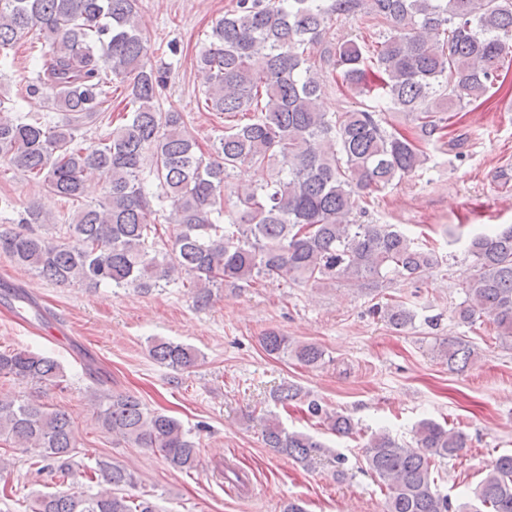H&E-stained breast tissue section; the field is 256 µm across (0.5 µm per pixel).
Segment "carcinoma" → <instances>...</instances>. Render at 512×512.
Wrapping results in <instances>:
<instances>
[{"label":"carcinoma","mask_w":512,"mask_h":512,"mask_svg":"<svg viewBox=\"0 0 512 512\" xmlns=\"http://www.w3.org/2000/svg\"><path fill=\"white\" fill-rule=\"evenodd\" d=\"M371 14L387 29L374 45L354 40L324 44L327 25ZM35 32L48 51L35 58L26 93L53 95L58 120L18 111L0 98V158L72 204L69 241L54 240L53 216L31 203L11 224H0V251L37 276L86 288L102 285L149 292L190 289L199 307L223 284L259 281L297 284L345 281L376 288L392 277L420 281L436 266V251L394 224H360L369 197L394 181L428 170L427 144L448 127L443 112L485 98L512 55V0H235L215 21L192 61L208 110L224 116V130L205 152L184 113L161 111L162 76L141 37L137 0H0V67L10 50ZM332 67L336 81L358 95L380 91L372 105L349 112L321 107ZM126 86L119 124L90 141L84 123L104 111L112 84ZM418 121L419 137L388 130L385 113ZM244 166L266 168L259 184L236 182ZM102 196L84 202L87 181ZM236 197L224 208V194ZM174 225L163 238L162 225ZM467 252L472 273L455 312L470 328L486 319L512 342V225L474 235ZM397 330L413 325L406 301L380 306ZM263 350L316 368L324 350L292 343L268 331ZM438 356L453 370L474 361L470 342L444 339ZM150 357L179 370L197 365L191 346L153 339ZM0 377L57 385L54 359L28 350H1ZM96 421L117 440L149 448L180 472L197 467V444L182 424L148 410L127 393L95 391ZM272 400L286 409L302 400L283 384ZM306 413L325 430L360 434L351 417L327 411L316 399ZM263 441L275 452L309 465L332 454L315 436L287 432L263 417ZM40 449L45 468L66 480L105 487L94 494L42 493L25 512H157L145 496L133 498L129 469L106 460L93 472L74 469V422L36 401L0 398V436ZM367 470L385 489L384 512H512V453L496 457L469 502L453 505L437 491L436 461L459 457L465 433L431 419L418 423L413 443L386 430L362 445Z\"/></svg>","instance_id":"1"}]
</instances>
